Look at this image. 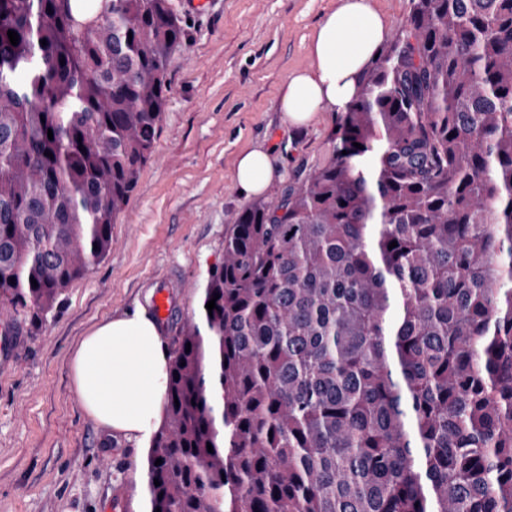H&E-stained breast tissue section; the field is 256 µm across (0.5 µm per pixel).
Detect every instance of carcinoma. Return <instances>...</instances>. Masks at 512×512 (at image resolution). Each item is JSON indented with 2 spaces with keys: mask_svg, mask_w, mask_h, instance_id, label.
Returning <instances> with one entry per match:
<instances>
[{
  "mask_svg": "<svg viewBox=\"0 0 512 512\" xmlns=\"http://www.w3.org/2000/svg\"><path fill=\"white\" fill-rule=\"evenodd\" d=\"M183 39L170 0H0L13 335L112 251ZM165 413L146 512H512V0H412L327 161L224 233Z\"/></svg>",
  "mask_w": 512,
  "mask_h": 512,
  "instance_id": "cac0c4a2",
  "label": "carcinoma"
}]
</instances>
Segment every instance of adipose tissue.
<instances>
[{"label": "adipose tissue", "mask_w": 512, "mask_h": 512, "mask_svg": "<svg viewBox=\"0 0 512 512\" xmlns=\"http://www.w3.org/2000/svg\"><path fill=\"white\" fill-rule=\"evenodd\" d=\"M388 35L374 0H336L310 43L311 68L291 74L279 107L301 128L317 113L344 112ZM272 151L257 146L239 154L234 179L249 196L262 195L281 177ZM168 350L144 308L112 318L79 341L71 359L72 382L83 411L112 433L150 443L164 416Z\"/></svg>", "instance_id": "adipose-tissue-1"}]
</instances>
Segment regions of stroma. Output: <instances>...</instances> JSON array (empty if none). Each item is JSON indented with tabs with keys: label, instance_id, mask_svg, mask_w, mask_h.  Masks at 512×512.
<instances>
[{
	"label": "stroma",
	"instance_id": "35a3bbf8",
	"mask_svg": "<svg viewBox=\"0 0 512 512\" xmlns=\"http://www.w3.org/2000/svg\"><path fill=\"white\" fill-rule=\"evenodd\" d=\"M335 3L171 0L186 37L170 57L154 154L112 226V251L0 365V512H113L120 497L128 512H145V453L82 410L71 357L89 329L149 306L158 286L171 287L165 340L197 313L224 230L251 202L234 182L242 151L276 149L277 188L327 160L339 113L290 133L279 99L290 74L312 65L310 37Z\"/></svg>",
	"mask_w": 512,
	"mask_h": 512
}]
</instances>
